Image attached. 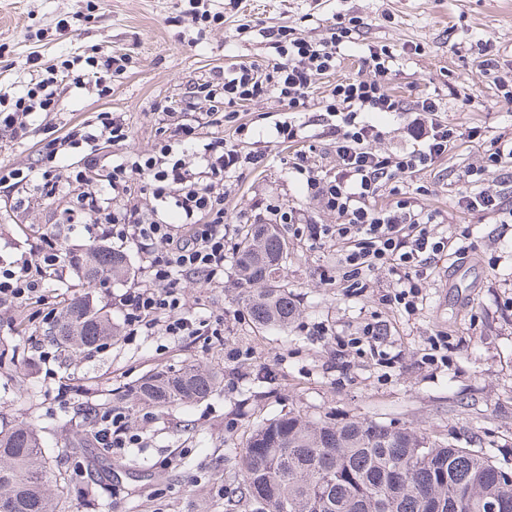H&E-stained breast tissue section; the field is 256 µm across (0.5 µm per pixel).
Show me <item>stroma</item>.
Segmentation results:
<instances>
[{"instance_id": "35a3bbf8", "label": "stroma", "mask_w": 512, "mask_h": 512, "mask_svg": "<svg viewBox=\"0 0 512 512\" xmlns=\"http://www.w3.org/2000/svg\"><path fill=\"white\" fill-rule=\"evenodd\" d=\"M177 0H93L77 14L75 0H0V91L22 89L24 63L37 56L47 67L66 56L88 57L99 49L124 58L110 89L56 86L54 110L34 115L25 139L0 132V166L48 169L45 145L68 127L98 112L124 115L127 141L108 151L120 160L151 153L168 139L181 114L154 112L157 103L183 99L191 87L232 63L264 64L276 58L263 27L286 26L316 41L329 25L354 17L362 24L341 50L334 72L320 76L304 107L292 110L269 95L238 106L218 124L203 125L201 143L216 137L244 151L265 155L261 166L237 170L226 186L224 231L236 244L238 216L273 224L283 212L317 223L336 217L312 200L290 167L306 155L320 174L336 172L325 106L336 82L357 76L368 48L387 46L395 57L391 94L410 104L438 99L440 116L462 133L455 147L427 171L404 181L412 203L437 216L434 231L457 239L467 255L433 263L415 311L383 305L397 280L372 274L371 288H344L336 246L284 229L287 259L280 282L294 294L300 314L288 329L256 328L243 313L244 289L234 261L224 280L183 282L186 311L220 318V337L174 339L161 334L119 339L103 349L74 353L57 349L42 317L61 309L64 293L87 294L120 324L113 298L144 279L149 247L128 244L126 283L86 289L78 271L66 282L48 281L45 299L20 303L0 315V427L25 422L38 430L53 463L69 479L63 512H229L241 479V450L253 430L292 413L318 421L367 420L425 433L431 442L480 449L512 468V223L463 211L468 188L462 179L499 143L512 141V103L495 82L512 73V0H204L224 15L223 25L199 29L176 7ZM487 41L499 62L484 72L477 41ZM301 124L297 141L278 137L285 122ZM481 136L470 139L471 128ZM15 190L0 184V265L33 259L44 215L52 204L24 213L10 206ZM470 227L469 238L459 235ZM384 328L382 350L394 364L370 352L337 351V338L358 336L368 322ZM450 346L447 362L426 363L433 337ZM239 362H231L232 351ZM197 364L222 374L220 390L190 406L147 408L122 402L128 386L156 368ZM76 394L58 398L59 383ZM124 406L139 436L138 447L121 451L77 441L89 430L92 410Z\"/></svg>"}]
</instances>
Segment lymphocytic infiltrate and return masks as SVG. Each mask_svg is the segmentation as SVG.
<instances>
[{"mask_svg":"<svg viewBox=\"0 0 512 512\" xmlns=\"http://www.w3.org/2000/svg\"><path fill=\"white\" fill-rule=\"evenodd\" d=\"M262 35L275 40L281 51L279 60L262 72L243 65L216 72L180 101L181 110H193L202 99L209 102L210 113L215 116L269 94L277 95L289 108H299L317 78L335 69L349 29L334 23L328 38L320 42L292 37L282 26L263 28ZM393 63L386 48L369 49L362 58L365 76L339 82L333 88L326 110L340 120L332 131L336 138L335 175L320 176L303 161L293 165L294 172L303 176L308 194L335 215V223L292 218L288 224L295 235L335 242L343 277L351 287H365L368 275L382 268L394 274L398 287L386 295L385 302L411 311L417 306L431 262L447 257L449 241L433 232L434 214L414 207L394 180L433 167L452 149L459 135L441 119L438 103L428 96L414 104L408 129L411 149L391 154L374 149L379 130L365 120V113L404 109L386 82ZM70 68V60H62L58 68L30 79L13 96L0 95V126L19 134L25 131L29 117L51 111L54 88L59 80L69 77ZM128 137L129 128L121 114L101 112L94 122L70 127L64 136L47 144L48 153L78 155L79 163L67 178L29 167L5 173V181L24 190L32 188L42 198L56 197L65 186L73 198L55 215V229L43 235L36 261L0 267V307L39 302L47 281L65 279L68 267L61 252V227L81 224L91 217L99 238L153 248L145 267V283L127 288L115 298L127 337L157 331L174 338L220 335V328L210 321L184 314L181 280L192 275L207 283L223 281L231 248L224 233V195L216 187L245 159L236 146L218 138L205 144L193 164H186L179 151L191 148L200 137L198 126L190 123L176 125L168 143L152 154L116 161L101 153L100 141L121 143ZM138 176L149 179L152 195L160 205L176 208L180 223H169L157 213L130 204L131 184ZM387 183L395 200L384 208L376 206ZM94 427L97 441L106 448L122 450L139 440L120 407L97 413Z\"/></svg>","mask_w":512,"mask_h":512,"instance_id":"f902f5d3","label":"lymphocytic infiltrate"}]
</instances>
